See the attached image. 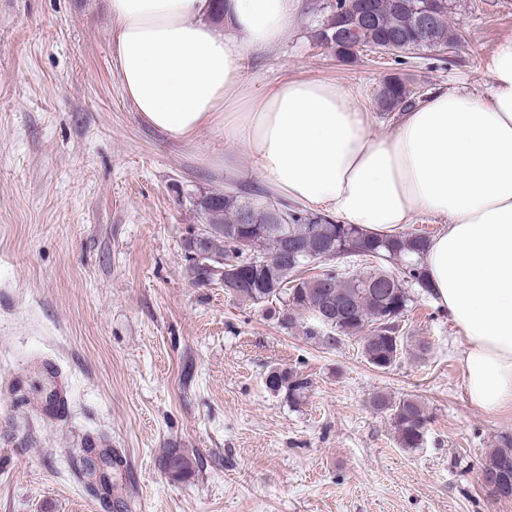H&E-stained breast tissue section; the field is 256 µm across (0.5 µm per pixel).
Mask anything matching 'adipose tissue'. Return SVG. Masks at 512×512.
I'll list each match as a JSON object with an SVG mask.
<instances>
[{
	"label": "adipose tissue",
	"instance_id": "obj_1",
	"mask_svg": "<svg viewBox=\"0 0 512 512\" xmlns=\"http://www.w3.org/2000/svg\"><path fill=\"white\" fill-rule=\"evenodd\" d=\"M300 0H110L114 64L144 123L177 142L223 130L265 188L369 235L414 216L445 226L422 256L435 302L461 330L465 394L512 411V37L492 52L486 92L440 90L378 134L343 87L291 78L255 89L251 50L282 40Z\"/></svg>",
	"mask_w": 512,
	"mask_h": 512
}]
</instances>
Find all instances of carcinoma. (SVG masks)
Returning <instances> with one entry per match:
<instances>
[{
	"mask_svg": "<svg viewBox=\"0 0 512 512\" xmlns=\"http://www.w3.org/2000/svg\"><path fill=\"white\" fill-rule=\"evenodd\" d=\"M433 0H397L378 8L377 22L365 26L350 42L333 44L336 55L354 59L373 47L399 50L393 62L414 50H441L454 43L448 31L449 9L440 10L432 27L423 32L414 17ZM419 96L409 88L405 77L392 74L385 78L377 94L383 112H401L416 105ZM197 207L210 229L208 249L244 264L240 286L225 293L252 305L282 300L280 327L293 329L310 308L324 309L333 326H306L311 339L334 347L342 338L360 343L362 355L373 367L391 368L407 350L401 318L412 302L405 284L427 287L424 270L415 256L422 254L429 235L399 234L389 239H372L351 224H340L326 215L291 207L280 199H260L242 194L212 193L202 197ZM287 221L275 235L265 236L263 226L274 223L276 215ZM252 237L258 241L264 265L258 266L236 249V239ZM310 246L329 254L325 269L313 275L298 269L305 263L299 250ZM385 259L401 265L400 274L372 264ZM361 266L350 271V264ZM266 384L285 393L291 403L305 396L309 382L286 368L268 373ZM373 404L389 412L391 425L404 448H418L423 442L430 415L425 404L413 395L394 399L377 395ZM164 475L172 482H184L194 475L197 462L177 448H168L159 459ZM481 469L507 475L512 483V437L501 438L490 449Z\"/></svg>",
	"mask_w": 512,
	"mask_h": 512,
	"instance_id": "obj_1",
	"label": "carcinoma"
}]
</instances>
